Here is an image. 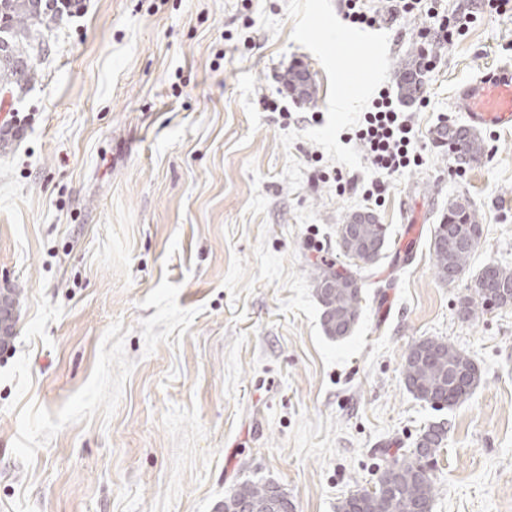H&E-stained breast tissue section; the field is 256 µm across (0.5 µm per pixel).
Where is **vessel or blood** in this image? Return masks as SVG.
<instances>
[{"label":"vessel or blood","instance_id":"vessel-or-blood-1","mask_svg":"<svg viewBox=\"0 0 512 512\" xmlns=\"http://www.w3.org/2000/svg\"><path fill=\"white\" fill-rule=\"evenodd\" d=\"M457 97L465 106L469 127H512V69L505 67L461 85Z\"/></svg>","mask_w":512,"mask_h":512}]
</instances>
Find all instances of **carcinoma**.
I'll use <instances>...</instances> for the list:
<instances>
[{
  "mask_svg": "<svg viewBox=\"0 0 512 512\" xmlns=\"http://www.w3.org/2000/svg\"><path fill=\"white\" fill-rule=\"evenodd\" d=\"M79 0H42L36 7L33 0H0V25L7 31L0 37L7 38L8 52L0 54V90L22 91L35 84L39 76L36 60L40 57L35 45L37 33L42 28L72 12ZM420 62L406 61L396 74V84L401 98L414 101L420 97L423 82L420 79ZM284 84L297 99L311 103L316 90L309 77L302 76L296 68L288 69ZM436 137L444 142L462 145L461 158L469 163L479 161L485 154L484 144L475 136L453 124H444L436 130ZM357 213L350 214L337 230L340 250L368 265L374 263L386 243V228L377 219L359 226V236L374 238L378 247L371 253L358 248L348 225ZM482 234L479 214L468 203L456 202L448 207L440 224L434 227L431 243L437 277L448 280V274L462 273ZM361 271L337 269L325 264L316 269L314 288L323 307L322 325L325 333L336 339L350 336L361 315ZM507 289L512 292V271L489 263L476 276L473 293L461 303L464 317L475 316L489 308L507 307L512 299L498 294ZM404 383L415 398L437 410L451 409L464 402L480 380L475 362L453 344L435 338H424L409 346L402 365ZM445 439V428L432 425L425 430L408 455L394 457L385 462L375 483V491L362 489L345 498L338 512H431L435 496L433 463ZM276 487L271 481H244L221 505L224 512H257V505L264 502L268 492Z\"/></svg>",
  "mask_w": 512,
  "mask_h": 512,
  "instance_id": "cac0c4a2",
  "label": "carcinoma"
}]
</instances>
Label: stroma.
Returning <instances> with one entry per match:
<instances>
[{"label": "stroma", "instance_id": "1", "mask_svg": "<svg viewBox=\"0 0 512 512\" xmlns=\"http://www.w3.org/2000/svg\"><path fill=\"white\" fill-rule=\"evenodd\" d=\"M434 6L477 17L433 53L426 106L404 107L419 162L391 175L351 134L421 52L420 13L362 28L342 0H82L46 30L0 143V289L19 293L0 512H216L247 479L337 512L434 423L432 512H512V307L460 314L484 265L512 268V127L480 130L476 163L434 140L465 123L461 84L512 64V0ZM295 66L316 104L289 96ZM464 199L483 231L448 284L431 238ZM360 210L386 245L336 340L313 274L354 268L336 230ZM426 337L479 369L453 409L405 386Z\"/></svg>", "mask_w": 512, "mask_h": 512}]
</instances>
